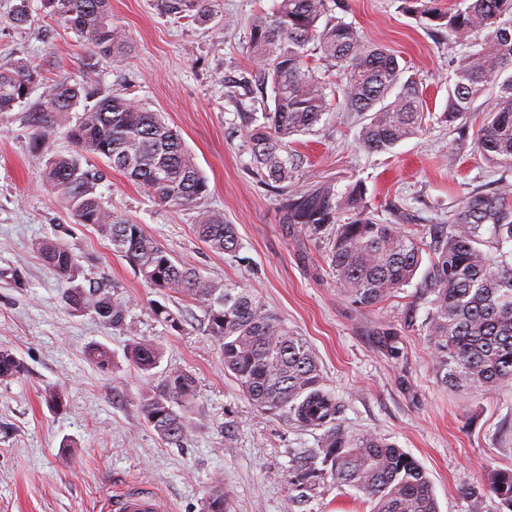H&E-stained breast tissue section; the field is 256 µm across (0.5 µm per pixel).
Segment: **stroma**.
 <instances>
[{
  "instance_id": "1",
  "label": "stroma",
  "mask_w": 512,
  "mask_h": 512,
  "mask_svg": "<svg viewBox=\"0 0 512 512\" xmlns=\"http://www.w3.org/2000/svg\"><path fill=\"white\" fill-rule=\"evenodd\" d=\"M15 2L0 0V68L40 64L49 76L85 82L96 94L127 92L162 113L207 180L205 206L236 226L241 248L234 257L212 251L197 238L191 213L157 205L107 165L97 188L105 207L203 277L251 288L313 347L327 389L343 405V424L414 456L440 512H468L462 487L478 484L486 470L512 469V384L476 395L443 387L422 330L425 312L411 308L414 287L379 307H354L331 273L327 242L282 223L275 191L256 174L245 118L268 104L254 82L259 63L249 49V21L274 0H221L206 24L163 16L157 0H112V22L131 43L119 64L40 11L15 26ZM335 16L395 54L416 73L429 112H443L455 61L470 42L440 38L403 0H342ZM312 65L327 85L330 113L298 138L300 182L340 191L363 180L376 218L411 234L447 223L464 195L502 177L512 182V169L474 149L484 100L464 129L433 118L391 152L371 154L362 144L364 119L344 105L337 68L317 54ZM30 117L23 105L0 112V347L25 366L0 381V512H101L106 496L142 487L171 512H201L216 483L232 512H369L355 490L329 482L307 502L295 501L288 467L293 455L315 448L318 431L258 412L225 374L199 304L146 284L45 182L49 159L75 152L65 132L78 112L59 116L60 133L39 148ZM47 239L76 256L79 283L103 282L113 298L129 302V321L161 349L162 367L194 378L197 400L183 446L162 441L141 417L147 381L124 357L127 336L66 302L67 280L39 255ZM158 303L178 315L177 325L155 317ZM92 342L112 350L110 371L87 361ZM54 389L63 392L64 408L47 402Z\"/></svg>"
}]
</instances>
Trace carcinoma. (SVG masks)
<instances>
[{
    "label": "carcinoma",
    "instance_id": "cac0c4a2",
    "mask_svg": "<svg viewBox=\"0 0 512 512\" xmlns=\"http://www.w3.org/2000/svg\"><path fill=\"white\" fill-rule=\"evenodd\" d=\"M44 17L61 22L79 38L88 37L97 52L123 61L128 48L124 30L112 24L111 0H39ZM161 11L177 19L207 22L220 0H158ZM445 33L448 40L483 32L478 48L463 55L440 120L463 128L474 101L487 89L497 91L476 133V150L486 160L512 168V0H459L445 10L440 0H406ZM336 0H275L269 12L254 15L249 44L260 63L261 86L270 89L273 108L251 118L249 142L257 174L277 191L283 222L298 224L310 237L331 230L328 259L336 283L355 307H377L421 277L416 298L426 307L422 327L441 385L464 394H487L512 384V184L503 181L490 193L466 196L446 224L430 230L431 241L373 218L361 181L341 192L309 187L296 180L303 159L290 148L294 138L319 124L327 111L325 84L312 68L317 52L342 74L346 105L366 116L363 144L371 152H389L413 137L427 118L415 75L406 74L396 56L363 40L350 24L332 16ZM31 0H17L11 21L31 18ZM29 104L34 142L55 137L54 117L88 99L87 86L68 78L51 79L40 65L19 63L0 69V112ZM79 154L49 159L46 181L82 224H93L150 286L177 289L204 311L207 334L221 351L224 372L259 411L304 429H320L317 447L294 459L289 481L300 497L329 478L338 487L361 493L371 512H439L424 467L410 453L374 434L355 432L338 419L340 402L326 389L316 356L248 288L234 280L204 278L176 260L139 224L107 209L97 194L101 172L85 167L81 155L103 158L130 181L142 186L164 207L193 213L195 231L209 247L236 255L240 244L233 224L204 206L208 185L184 142L160 113L121 95H102L84 109L67 131ZM429 265L422 267L423 252ZM43 261L73 283L65 298L90 311L106 326L129 336L124 355L150 379L139 402L143 419L159 437L179 446L188 436L195 407L191 374L171 368L159 374L163 354L126 322L127 307L106 292L107 285L74 284L76 258L63 244L47 240ZM89 363L112 368V350L92 343ZM24 371L21 360L0 347V378ZM468 512H485L489 498L498 512H512V470H490L482 483L465 487ZM202 512H229L224 487L204 498Z\"/></svg>",
    "mask_w": 512,
    "mask_h": 512
}]
</instances>
